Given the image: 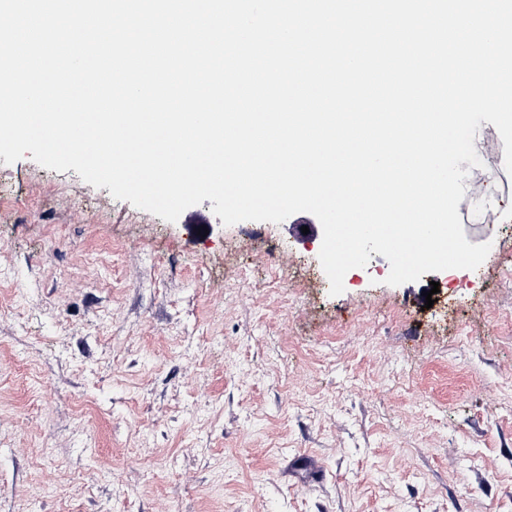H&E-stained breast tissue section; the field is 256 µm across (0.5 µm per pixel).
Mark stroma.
<instances>
[{
  "label": "stroma",
  "mask_w": 512,
  "mask_h": 512,
  "mask_svg": "<svg viewBox=\"0 0 512 512\" xmlns=\"http://www.w3.org/2000/svg\"><path fill=\"white\" fill-rule=\"evenodd\" d=\"M474 147L482 265L337 296L310 213L170 223L0 161V512H512V175Z\"/></svg>",
  "instance_id": "1"
}]
</instances>
